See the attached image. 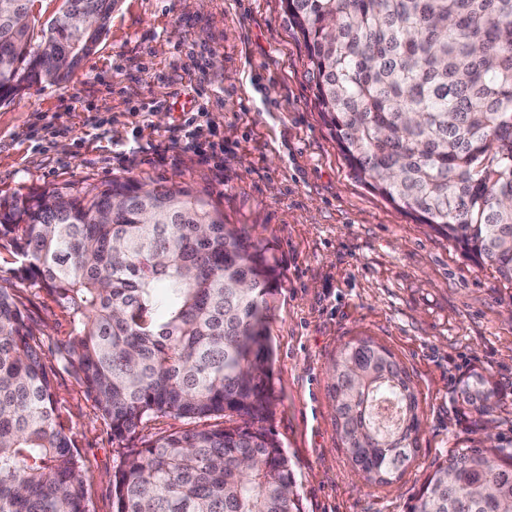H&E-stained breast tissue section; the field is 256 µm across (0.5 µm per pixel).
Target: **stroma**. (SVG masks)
Segmentation results:
<instances>
[{"mask_svg":"<svg viewBox=\"0 0 512 512\" xmlns=\"http://www.w3.org/2000/svg\"><path fill=\"white\" fill-rule=\"evenodd\" d=\"M195 109L217 163L184 149ZM130 177L190 188L228 224L253 225L278 263L270 302V426L291 459L303 512H408L450 449L512 439V283L354 178L315 100L306 49L283 0H120L66 84L0 102V199ZM16 294L40 325L62 421L89 475L90 512H113L119 462L91 398L56 361L69 317L33 287ZM361 336L388 347L418 394V450L393 484H364L340 448L327 373ZM501 402L457 399L471 371Z\"/></svg>","mask_w":512,"mask_h":512,"instance_id":"stroma-1","label":"stroma"}]
</instances>
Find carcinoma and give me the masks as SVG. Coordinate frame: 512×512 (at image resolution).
Segmentation results:
<instances>
[{"mask_svg": "<svg viewBox=\"0 0 512 512\" xmlns=\"http://www.w3.org/2000/svg\"><path fill=\"white\" fill-rule=\"evenodd\" d=\"M38 0H0V101L44 77L65 83L118 0H61L30 32ZM316 99L352 175L512 282V0H285ZM0 512H89L87 472L61 422L29 284L69 316L58 364L85 388L120 447L114 512H302L266 427L275 404L267 333L277 261L184 187L115 178L0 201ZM336 436L368 485L415 457L419 403L395 354L363 336L328 373ZM461 396L496 408L483 374ZM193 427L131 448L148 423ZM512 506V441L448 452L408 512Z\"/></svg>", "mask_w": 512, "mask_h": 512, "instance_id": "carcinoma-1", "label": "carcinoma"}]
</instances>
